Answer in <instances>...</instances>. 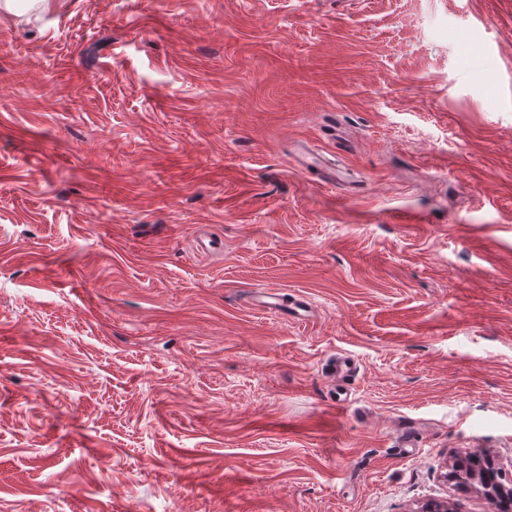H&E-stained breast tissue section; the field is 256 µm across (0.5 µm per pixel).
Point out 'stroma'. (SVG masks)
Listing matches in <instances>:
<instances>
[{"label":"stroma","instance_id":"stroma-1","mask_svg":"<svg viewBox=\"0 0 512 512\" xmlns=\"http://www.w3.org/2000/svg\"><path fill=\"white\" fill-rule=\"evenodd\" d=\"M467 453L512 485V0L0 7V512H492ZM252 301L255 306L277 313L287 318L303 320L308 316V303L302 299H295L292 302H285L278 292L261 288L254 291ZM460 464L457 467L454 478L457 480V486L463 491H467L469 485V478L474 472H481L486 470L490 472L493 477L501 484L502 478L498 471L491 466V464L481 458L466 456L465 458L458 461Z\"/></svg>","mask_w":512,"mask_h":512}]
</instances>
